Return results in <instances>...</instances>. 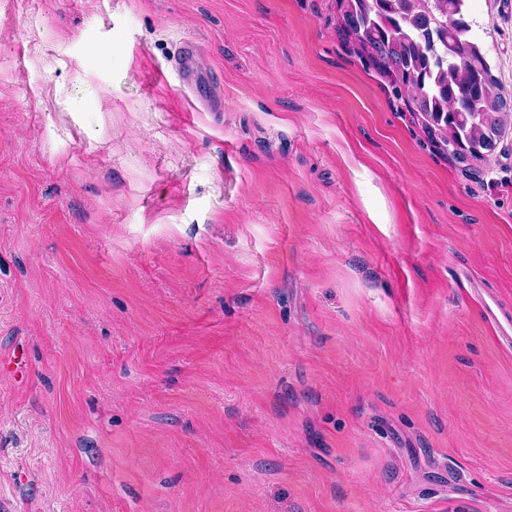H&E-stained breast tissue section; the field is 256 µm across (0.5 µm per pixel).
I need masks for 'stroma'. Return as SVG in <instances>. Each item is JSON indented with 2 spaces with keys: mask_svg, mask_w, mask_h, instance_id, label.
Segmentation results:
<instances>
[{
  "mask_svg": "<svg viewBox=\"0 0 512 512\" xmlns=\"http://www.w3.org/2000/svg\"><path fill=\"white\" fill-rule=\"evenodd\" d=\"M338 25L0 0L11 512H512V124L456 162ZM174 67L182 78L183 83H187L195 68L194 45L189 42H182L177 49V56L173 59Z\"/></svg>",
  "mask_w": 512,
  "mask_h": 512,
  "instance_id": "obj_1",
  "label": "stroma"
}]
</instances>
